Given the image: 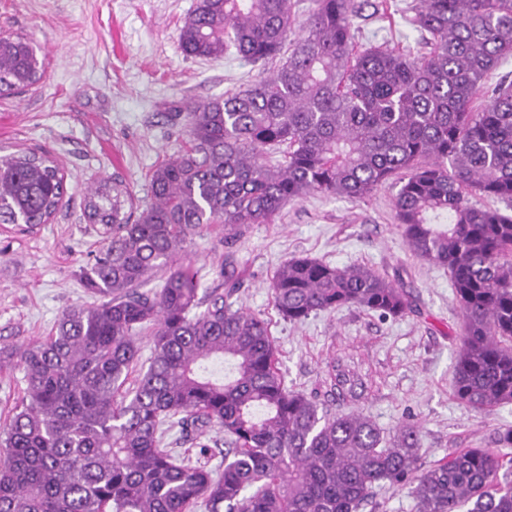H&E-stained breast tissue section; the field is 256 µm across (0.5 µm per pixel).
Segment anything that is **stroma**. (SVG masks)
Masks as SVG:
<instances>
[{"mask_svg": "<svg viewBox=\"0 0 512 512\" xmlns=\"http://www.w3.org/2000/svg\"><path fill=\"white\" fill-rule=\"evenodd\" d=\"M359 42L374 39L401 52L421 53L427 33L407 28V0H360ZM195 0H0V31L24 34L40 46L44 79L28 91L0 95V153L45 150L65 174L66 194L50 221L28 231L0 224V347L20 350L49 336L72 307L90 304L80 272L98 245V227L84 205L100 180L126 184L145 200L147 174L182 142L175 105L223 97L245 88L258 67L230 53L219 59L184 56L179 28ZM397 188L388 182L366 199L311 193L287 204L274 223L251 225L225 241L214 224L193 237L184 259L205 289L230 292L233 308L267 319L288 389L336 413L359 412L381 430L421 429L419 451L430 467L461 448L493 447L512 428V404L472 410L454 395L461 310L446 268L409 251L396 220ZM308 257L333 266L367 265L409 291L415 312L382 318L356 307L321 312L301 323L280 316L269 288L282 263ZM235 283L219 276L226 262ZM345 371L353 388L339 387ZM224 434L212 430L200 455L172 430L175 455L205 458L224 469Z\"/></svg>", "mask_w": 512, "mask_h": 512, "instance_id": "1", "label": "stroma"}]
</instances>
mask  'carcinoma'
I'll return each instance as SVG.
<instances>
[{
  "instance_id": "carcinoma-1",
  "label": "carcinoma",
  "mask_w": 512,
  "mask_h": 512,
  "mask_svg": "<svg viewBox=\"0 0 512 512\" xmlns=\"http://www.w3.org/2000/svg\"><path fill=\"white\" fill-rule=\"evenodd\" d=\"M312 4L290 44L292 0H196L183 21L186 56L258 63L286 46L288 58L242 91L178 107L186 139L150 171L145 204L120 181L90 188L100 240L81 281L99 302L16 352L25 388L0 425V512H364L386 482L411 486L415 512H512V455L465 448L422 468L418 427L388 438L288 389L269 323L199 294L179 261L210 224L228 239L312 192L360 200L395 179L408 249L448 268L461 308L457 399L512 403V214L478 203H512V81L473 107L512 56V0H412L405 22L431 35L418 56L355 50L356 0ZM43 77L31 39L0 33V94ZM65 193L50 154L0 156V224H46ZM159 274L161 288L142 290ZM270 288L293 322L346 306L412 311L364 265L295 258ZM147 328L153 354L129 388ZM212 425L227 445L218 476L160 447L166 426Z\"/></svg>"
}]
</instances>
